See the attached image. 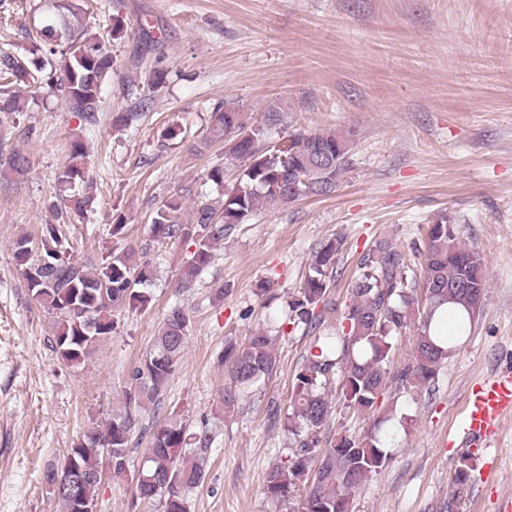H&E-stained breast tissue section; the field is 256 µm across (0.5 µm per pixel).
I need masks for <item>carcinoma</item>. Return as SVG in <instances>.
<instances>
[{"instance_id":"carcinoma-1","label":"carcinoma","mask_w":512,"mask_h":512,"mask_svg":"<svg viewBox=\"0 0 512 512\" xmlns=\"http://www.w3.org/2000/svg\"><path fill=\"white\" fill-rule=\"evenodd\" d=\"M111 0L98 10L107 18L111 37L123 33L124 21L109 13ZM44 45L33 57L21 59L0 48V118L15 120L24 111L16 84L31 87L47 77V85L64 98L69 111L94 114L102 87L112 73V55L98 36H88L67 23L47 24L41 30ZM280 107L263 122L250 126L230 105L210 113L209 134L191 151L203 154L216 140L224 141L225 163L211 167L208 179L224 189L221 200H201L194 207V222L182 218L183 199L170 197L151 218V237L161 242H191L193 252L184 259L177 287L190 289L207 267L213 251L236 227L250 223L263 206L278 207L303 197L333 193L349 165L352 141L332 130H299L277 142L267 141L268 127L279 121ZM68 161L57 176L58 191L65 193L69 209L82 214L93 204L88 191L81 137L67 143ZM240 168L235 181L225 184L226 166ZM9 170L24 175L30 160L20 148L11 152ZM342 242L329 239L314 250L297 298L288 303L284 322L313 337V345L295 374L285 420L293 436V456L268 470L265 494L273 501L291 499L299 489L305 496L301 512H351L353 494L390 462L381 444L379 426L356 436L324 439L332 401L337 394L346 409L357 415L376 411L378 400L394 386L404 391H428L440 369L459 346L446 332L431 329L436 314L452 309V318L465 330L484 306L488 269L480 252L461 240L457 224L439 213L422 238L410 247L420 260L417 277L396 246L381 242L364 254L359 272L347 280V300L331 297L341 277L337 256ZM59 224H43L37 240L22 236L13 243V255L28 288L40 306L55 317L54 351L71 367L85 362L90 351L115 329L119 309L145 310L151 295L141 286L151 281L149 261L136 258L132 247L109 250L97 264L82 263L69 254ZM418 324L409 358L389 368L395 335ZM190 319L180 308L164 320L154 349L131 372L134 387L125 394L124 409L112 419L89 429L71 449L64 463L86 476L80 493L98 500L97 474L104 457L112 456V473L126 472L129 443L138 416L153 404L179 367L187 343ZM279 335L258 330L241 345H224L221 361L227 383L224 409L233 410L243 391L273 373L278 365ZM207 433L189 432L171 414L151 432L148 453L133 474L137 494L156 500L161 512H187L184 493L201 485L204 470L190 460L186 447L208 448ZM472 466L467 456L455 470L451 497L455 504L470 484Z\"/></svg>"}]
</instances>
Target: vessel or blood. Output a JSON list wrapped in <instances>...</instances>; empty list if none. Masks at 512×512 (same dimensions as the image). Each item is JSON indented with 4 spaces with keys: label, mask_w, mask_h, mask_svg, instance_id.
<instances>
[{
    "label": "vessel or blood",
    "mask_w": 512,
    "mask_h": 512,
    "mask_svg": "<svg viewBox=\"0 0 512 512\" xmlns=\"http://www.w3.org/2000/svg\"><path fill=\"white\" fill-rule=\"evenodd\" d=\"M509 416H512V369L505 368L471 386L456 432L457 446L494 447L501 424Z\"/></svg>",
    "instance_id": "vessel-or-blood-1"
}]
</instances>
